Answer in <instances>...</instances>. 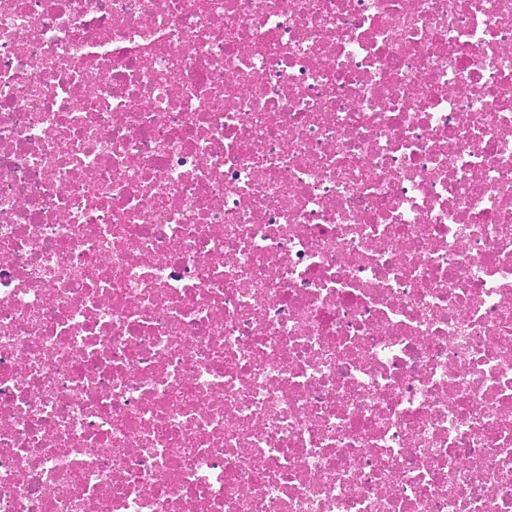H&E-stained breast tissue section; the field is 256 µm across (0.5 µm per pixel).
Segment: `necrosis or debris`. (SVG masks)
Here are the masks:
<instances>
[{"mask_svg": "<svg viewBox=\"0 0 512 512\" xmlns=\"http://www.w3.org/2000/svg\"><path fill=\"white\" fill-rule=\"evenodd\" d=\"M0 512H512V0H0Z\"/></svg>", "mask_w": 512, "mask_h": 512, "instance_id": "obj_1", "label": "necrosis or debris"}]
</instances>
